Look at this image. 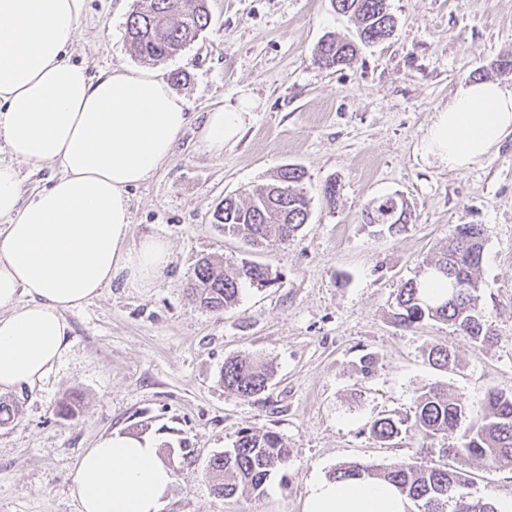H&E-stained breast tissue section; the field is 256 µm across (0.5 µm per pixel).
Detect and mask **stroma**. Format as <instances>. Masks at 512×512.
<instances>
[{"instance_id":"1","label":"stroma","mask_w":512,"mask_h":512,"mask_svg":"<svg viewBox=\"0 0 512 512\" xmlns=\"http://www.w3.org/2000/svg\"><path fill=\"white\" fill-rule=\"evenodd\" d=\"M397 20L385 41L362 48L350 66L326 68L315 48L326 34L352 37L351 19L331 0H209L211 20L181 54L157 63L185 73L173 91L190 122L174 154L129 192V244L164 237L171 262L152 288L113 282L67 312L70 348L32 386L0 391L11 418L0 424V512H79L70 474L80 456L113 433L155 442L174 470L163 512H304L313 478L345 462L388 466L414 456L415 438L384 445L370 434L384 414H412L419 389L447 386L480 419L487 391L512 393V140L464 171L425 153L438 108L459 85L512 71V0H388ZM135 0H83L72 62L91 74L136 67L125 41ZM256 107L241 138L213 157L196 147L205 112L239 91ZM302 166L313 198L294 241L249 254L212 222L225 196H244L285 165ZM340 186L335 205L321 191ZM394 196L411 211L405 231L375 234L361 212ZM483 229L482 302L494 344L479 347L442 321L413 329L391 316L398 288L448 240L453 225ZM229 266L251 257L273 282L247 289L235 308L209 313L186 288L201 258ZM455 354L446 371L425 357L433 345ZM376 359L362 377L359 360ZM250 356L273 370L260 396L225 390L226 359ZM82 399L58 415L66 395ZM272 430L292 465L270 476L262 495L225 499L206 464L241 431ZM473 496L512 495V466L471 461Z\"/></svg>"}]
</instances>
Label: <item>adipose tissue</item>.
Segmentation results:
<instances>
[{"mask_svg":"<svg viewBox=\"0 0 512 512\" xmlns=\"http://www.w3.org/2000/svg\"><path fill=\"white\" fill-rule=\"evenodd\" d=\"M82 0H0V389L46 378L70 348L65 312L118 280L149 288L168 266L167 240L128 246V193L171 156L188 104L149 69L89 75L69 59ZM247 92L206 113L199 147L219 157L241 137ZM512 139V87L460 85L438 109L425 150L461 171ZM58 174L30 195L19 164ZM172 468L145 438L103 437L71 476L80 512H162ZM410 501L377 480L314 479L305 512H408Z\"/></svg>","mask_w":512,"mask_h":512,"instance_id":"adipose-tissue-1","label":"adipose tissue"}]
</instances>
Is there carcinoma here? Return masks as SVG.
I'll return each mask as SVG.
<instances>
[{
	"instance_id": "carcinoma-1",
	"label": "carcinoma",
	"mask_w": 512,
	"mask_h": 512,
	"mask_svg": "<svg viewBox=\"0 0 512 512\" xmlns=\"http://www.w3.org/2000/svg\"><path fill=\"white\" fill-rule=\"evenodd\" d=\"M333 2L338 13L355 19L356 35L352 39L323 36L316 49L322 65H350L360 47L381 43L393 33L395 19L388 0ZM208 24V0H137L126 21V41L136 57L157 62L185 49ZM305 178L301 166L289 164L280 169L274 182L253 188L248 201L224 198V206L212 214L213 223L224 225V232L239 238L253 252L272 243L286 244L309 220L311 197L304 191ZM364 217L382 231L397 233L405 229L411 213L402 200L389 196L365 209ZM484 250L481 225H455L447 245L427 261L422 274L398 289L395 323L410 329L425 319L442 320L478 346L494 344L492 321L479 302L478 272ZM270 282L271 272L265 264L245 260L229 271L221 262L203 259L195 267L191 292L202 309L218 312L235 306L246 285ZM428 288H445L447 293L433 300L426 294ZM427 361L435 369L446 370L455 358L448 347L434 345L427 352ZM271 378L268 367L255 359L236 357L224 362V388L242 399L264 393ZM483 405L481 420L466 425L468 404L463 399L449 395L445 386H424L417 394L414 416L384 415L372 422L370 433L387 444L411 432L426 449L435 447L439 439H448V447L438 452L452 458L454 465L401 461L378 467L351 462L336 467L329 478L386 481L414 502L416 512H497L492 503L466 491L469 479L465 466L472 459L512 464V394L490 391ZM290 465V451L279 436L259 430L244 432L232 448L211 456L207 470L218 480L215 492L228 498L241 488L262 494L270 475Z\"/></svg>"
}]
</instances>
